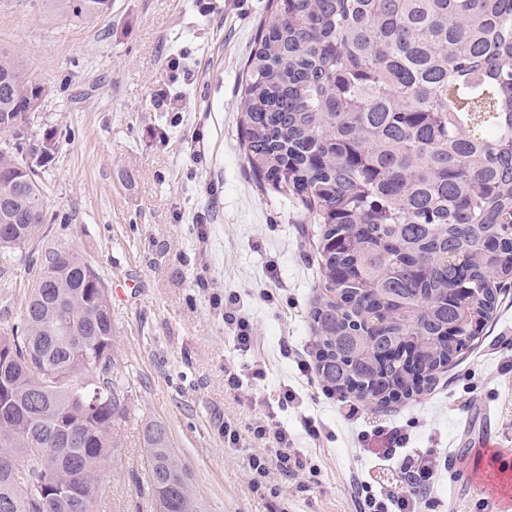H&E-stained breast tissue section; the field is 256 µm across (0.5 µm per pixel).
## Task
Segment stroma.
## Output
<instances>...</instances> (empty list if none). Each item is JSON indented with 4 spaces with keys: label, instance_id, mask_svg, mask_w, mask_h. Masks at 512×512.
Segmentation results:
<instances>
[{
    "label": "stroma",
    "instance_id": "stroma-1",
    "mask_svg": "<svg viewBox=\"0 0 512 512\" xmlns=\"http://www.w3.org/2000/svg\"><path fill=\"white\" fill-rule=\"evenodd\" d=\"M267 6L218 0L203 15L194 0H112L111 15L72 27L45 0H0V47L19 51L29 75L53 90L32 130L51 128L59 138L42 175L47 224L24 248L0 254V332L19 324L49 249L98 267L112 306L114 358L130 375L131 415L119 459L101 473L97 512H149L144 435L154 424L167 430L197 512H356L353 476L399 478L378 465L395 427L408 447L433 449L434 494L452 512H512L474 478L462 444L465 422L486 407L495 416L493 442L512 451V287L461 361L386 409L364 402L344 419L341 396L327 393L316 371L297 368L314 351L317 227L297 201L250 171L240 129L244 64ZM182 50L191 54L190 77L173 84L165 59ZM162 89L181 94L183 112L156 108ZM198 136L207 144L200 164L189 151ZM202 279L238 291L252 311L257 357L268 367L252 391L224 386L225 366L243 358ZM263 288L277 289L280 305L263 302ZM283 384L303 403L278 418L321 473L270 471L261 494L246 458L265 444L249 426ZM307 416L323 423L326 437L307 435ZM228 421L240 433L234 445L224 441Z\"/></svg>",
    "mask_w": 512,
    "mask_h": 512
}]
</instances>
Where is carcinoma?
<instances>
[{"instance_id": "obj_1", "label": "carcinoma", "mask_w": 512, "mask_h": 512, "mask_svg": "<svg viewBox=\"0 0 512 512\" xmlns=\"http://www.w3.org/2000/svg\"><path fill=\"white\" fill-rule=\"evenodd\" d=\"M73 26L112 0H48ZM245 158L320 225L310 311L325 389L386 407L467 350L512 282V0H275L245 65ZM51 90L0 49V250L47 221L25 114ZM20 324L0 334V458L95 512L124 447L131 387L94 266L45 254ZM69 324L74 336L63 334ZM153 512H195L165 427L144 436ZM0 470V512H25Z\"/></svg>"}]
</instances>
